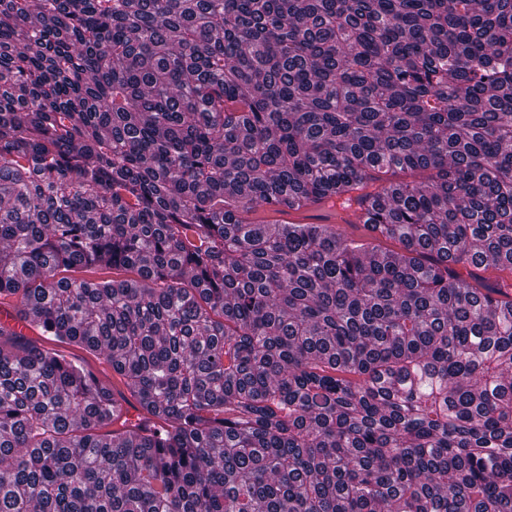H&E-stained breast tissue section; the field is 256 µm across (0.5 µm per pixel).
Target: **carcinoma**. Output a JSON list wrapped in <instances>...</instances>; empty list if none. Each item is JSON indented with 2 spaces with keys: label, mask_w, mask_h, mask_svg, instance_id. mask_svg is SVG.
Segmentation results:
<instances>
[{
  "label": "carcinoma",
  "mask_w": 512,
  "mask_h": 512,
  "mask_svg": "<svg viewBox=\"0 0 512 512\" xmlns=\"http://www.w3.org/2000/svg\"><path fill=\"white\" fill-rule=\"evenodd\" d=\"M490 265L512 0H0V512H512ZM316 210H324L325 211V219L323 223L327 224H339L340 230L344 231L348 235L354 238H364L366 237V230L362 226V224H344L346 221L350 222H358L363 214L364 206L360 207L357 204H353V206L347 210H337L334 208L322 207L319 205H307L304 207H294L292 209H286L287 213L281 215V217L288 218L293 221H301L305 216H307L310 212Z\"/></svg>",
  "instance_id": "carcinoma-1"
}]
</instances>
